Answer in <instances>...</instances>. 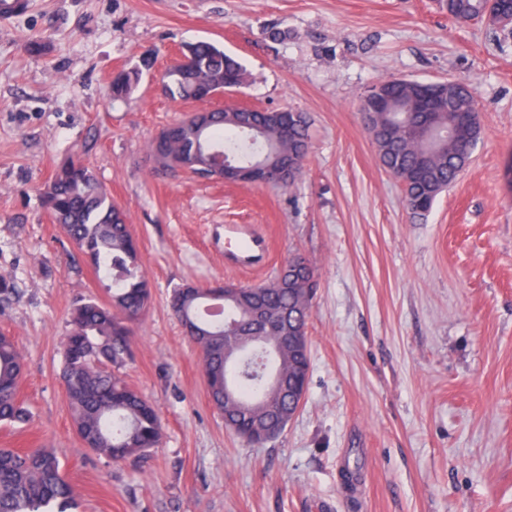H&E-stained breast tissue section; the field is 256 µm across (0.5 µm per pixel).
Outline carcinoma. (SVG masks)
<instances>
[{"label": "carcinoma", "mask_w": 512, "mask_h": 512, "mask_svg": "<svg viewBox=\"0 0 512 512\" xmlns=\"http://www.w3.org/2000/svg\"><path fill=\"white\" fill-rule=\"evenodd\" d=\"M455 22L481 20L482 0H444ZM191 66L170 67L166 91L181 100L203 101V85L224 81L232 91L244 84L246 70L217 46H186ZM142 70H122L112 79V94L130 95ZM375 95L362 100L365 128L381 166L400 184L407 209L428 213L436 199L458 179L482 136L474 93L457 91L451 80L420 82L406 78L379 80ZM235 106L227 105L201 134L206 146L223 148L224 156L248 164L274 149L292 161L284 185L302 176L310 153L311 119L305 112H256L255 133L243 128ZM179 132L153 139L151 151L164 163L191 171L215 162L210 151L193 152L185 120ZM44 205L63 232L108 281V302L78 301L62 345L60 379L76 432L85 447L114 462L140 461L161 441L162 420L154 406L127 383L122 370L131 358V327L148 310L151 292L125 211L96 180L84 161L71 159L44 191ZM315 268L304 257L289 258L267 283L240 288L226 299L222 288L187 285L169 300L173 314L202 354L203 371L213 407L234 414L240 423L262 413V407L288 419L300 409L297 382H308L310 349L307 326L314 298ZM281 336H299L304 349L273 351ZM237 358L224 360V351ZM22 356L14 339L0 334V424L28 422L29 410L18 399ZM276 372L281 384L268 377ZM231 395L224 398V388ZM76 505L73 485L50 448H0V512H70Z\"/></svg>", "instance_id": "carcinoma-1"}]
</instances>
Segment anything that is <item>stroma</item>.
Here are the masks:
<instances>
[{"label":"stroma","mask_w":512,"mask_h":512,"mask_svg":"<svg viewBox=\"0 0 512 512\" xmlns=\"http://www.w3.org/2000/svg\"><path fill=\"white\" fill-rule=\"evenodd\" d=\"M202 40L248 74L214 106L309 114L293 186L155 163L151 140L200 108L166 97L163 75ZM147 55L113 98V76ZM392 77L466 83L482 113L470 165L422 219L361 120L367 88ZM511 155L512 37L451 21L439 0H32L0 22V334L23 356L32 413L0 425V448L53 449L75 512H512ZM72 158L125 211L151 289L124 376L164 431L137 464L84 447L59 377L75 302L106 297L42 203ZM228 224L267 238L262 266L225 265ZM293 254L316 268L310 378L284 432L251 447L210 403L169 295L260 284ZM142 75L141 69L119 71L112 79V94L117 98H124L130 95Z\"/></svg>","instance_id":"1"}]
</instances>
